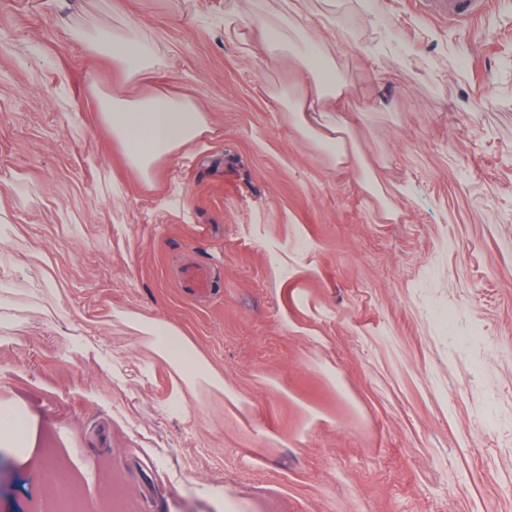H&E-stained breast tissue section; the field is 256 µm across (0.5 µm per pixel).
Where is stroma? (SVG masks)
<instances>
[{"mask_svg":"<svg viewBox=\"0 0 512 512\" xmlns=\"http://www.w3.org/2000/svg\"><path fill=\"white\" fill-rule=\"evenodd\" d=\"M112 2L0 0V407L53 442L0 447V512H40L48 466L84 512L117 483L137 512H512V0L470 23L304 0L345 35L320 48L358 165L291 122L298 64L224 29L295 35L288 0ZM132 22L155 58L137 87L73 37ZM157 86L214 132L147 182L101 102ZM132 312L182 327L223 391L169 404ZM224 29L241 37L244 43L263 47L269 56L277 60L288 58V49L293 46L291 39L285 38L268 20L260 16L248 20L240 16L225 17ZM247 33L251 34L249 40H246ZM182 293L192 299L205 297L211 288L209 271L199 265H189L182 269L179 276Z\"/></svg>","mask_w":512,"mask_h":512,"instance_id":"stroma-1","label":"stroma"}]
</instances>
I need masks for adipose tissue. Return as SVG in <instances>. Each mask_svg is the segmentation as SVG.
Returning <instances> with one entry per match:
<instances>
[{"label": "adipose tissue", "instance_id": "adipose-tissue-1", "mask_svg": "<svg viewBox=\"0 0 512 512\" xmlns=\"http://www.w3.org/2000/svg\"><path fill=\"white\" fill-rule=\"evenodd\" d=\"M288 7L295 18L302 21L305 46L301 63L303 92L292 120L318 143L335 148L340 161H352L357 153L348 144L346 126L324 121L326 112L344 107L349 86L324 78L327 61L317 44L320 31H327L335 40L341 39L343 32L329 17L315 25L303 22V0H290ZM224 28L237 36L249 37L253 46L263 47L269 56L279 60L287 58L293 45L292 40L260 16L247 19L230 16L225 18ZM79 41L89 54L104 52L110 55L128 82H137L152 66L153 48L139 37L136 28H129L123 34L103 33L93 37L83 34ZM101 118L110 127L127 166L145 178L151 177L158 162L212 131L206 114L193 101L178 99L163 91L133 99L113 98L111 108L103 112ZM129 319L147 336L148 346L155 357L169 364L177 374L175 395L178 399H186L187 395L195 393L201 381L215 390H223L221 373L180 327L134 313ZM37 445L38 432L31 415L0 414L1 447L16 448L25 453Z\"/></svg>", "mask_w": 512, "mask_h": 512}]
</instances>
